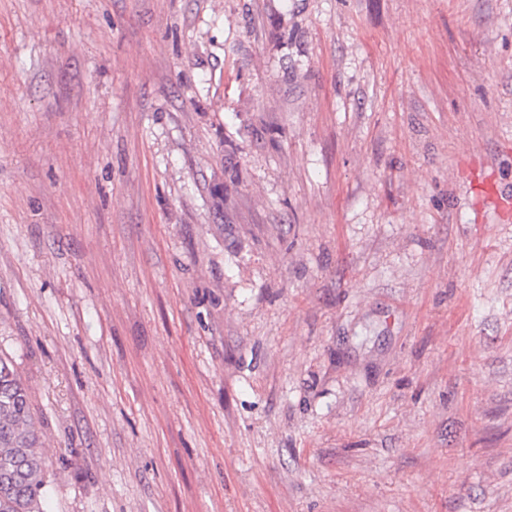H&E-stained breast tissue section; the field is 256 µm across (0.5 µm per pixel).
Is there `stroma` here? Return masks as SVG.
I'll return each instance as SVG.
<instances>
[{
    "label": "stroma",
    "instance_id": "obj_1",
    "mask_svg": "<svg viewBox=\"0 0 512 512\" xmlns=\"http://www.w3.org/2000/svg\"><path fill=\"white\" fill-rule=\"evenodd\" d=\"M47 512H512V0H0V353Z\"/></svg>",
    "mask_w": 512,
    "mask_h": 512
}]
</instances>
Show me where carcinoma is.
Returning a JSON list of instances; mask_svg holds the SVG:
<instances>
[{"instance_id": "obj_1", "label": "carcinoma", "mask_w": 512, "mask_h": 512, "mask_svg": "<svg viewBox=\"0 0 512 512\" xmlns=\"http://www.w3.org/2000/svg\"><path fill=\"white\" fill-rule=\"evenodd\" d=\"M27 386L0 356V512H44L52 486Z\"/></svg>"}]
</instances>
